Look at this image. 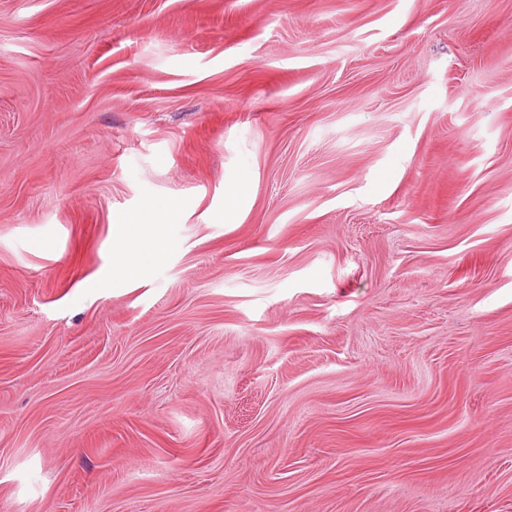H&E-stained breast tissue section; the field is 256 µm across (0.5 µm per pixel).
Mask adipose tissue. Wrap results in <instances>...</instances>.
Masks as SVG:
<instances>
[{"label": "adipose tissue", "instance_id": "adipose-tissue-1", "mask_svg": "<svg viewBox=\"0 0 512 512\" xmlns=\"http://www.w3.org/2000/svg\"><path fill=\"white\" fill-rule=\"evenodd\" d=\"M176 209V204L172 203L148 209L130 219L124 229L125 242L113 254V276L123 279L142 276L154 262L160 259L161 253L158 249L146 246L144 232L150 224L157 228L161 227L164 217Z\"/></svg>", "mask_w": 512, "mask_h": 512}]
</instances>
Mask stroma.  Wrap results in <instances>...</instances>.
I'll return each mask as SVG.
<instances>
[{"label": "stroma", "instance_id": "1", "mask_svg": "<svg viewBox=\"0 0 512 512\" xmlns=\"http://www.w3.org/2000/svg\"><path fill=\"white\" fill-rule=\"evenodd\" d=\"M0 512H512V0H0ZM179 207L178 204L171 203L162 207L149 208L131 218L129 224H125V242L117 252H113V277L127 279L142 276L154 262L161 258V252L158 249L148 247L144 243V232L148 227L145 224L160 228L163 225V218L178 210Z\"/></svg>", "mask_w": 512, "mask_h": 512}]
</instances>
